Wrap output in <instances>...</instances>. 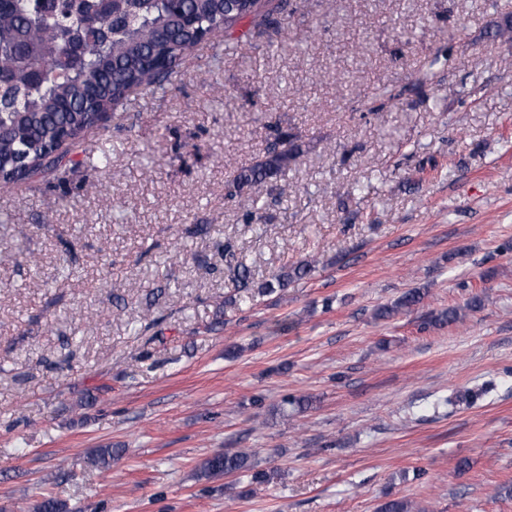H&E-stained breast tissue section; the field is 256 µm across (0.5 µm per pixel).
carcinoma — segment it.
<instances>
[{"label":"carcinoma","mask_w":512,"mask_h":512,"mask_svg":"<svg viewBox=\"0 0 512 512\" xmlns=\"http://www.w3.org/2000/svg\"><path fill=\"white\" fill-rule=\"evenodd\" d=\"M287 0L273 5L259 0H118L113 14L101 18L94 0H0V75L9 85L0 104V187L77 164L72 158L82 136L98 114L114 111L135 86L163 92L172 84L179 62L209 34L224 37V48L241 47L234 32L247 24L260 32L273 30L284 46L288 31L273 14ZM73 31L84 46L80 66L71 65L61 46L63 30ZM54 55L52 67L38 82L31 79L41 57ZM301 155L296 136L276 130L264 155L233 179L237 191L265 182ZM224 266L238 289L264 296L307 277L312 263L284 266L260 283L224 246ZM409 290L375 311L378 319L409 312L423 301ZM252 469L250 453H216L200 467L207 478Z\"/></svg>","instance_id":"obj_1"}]
</instances>
